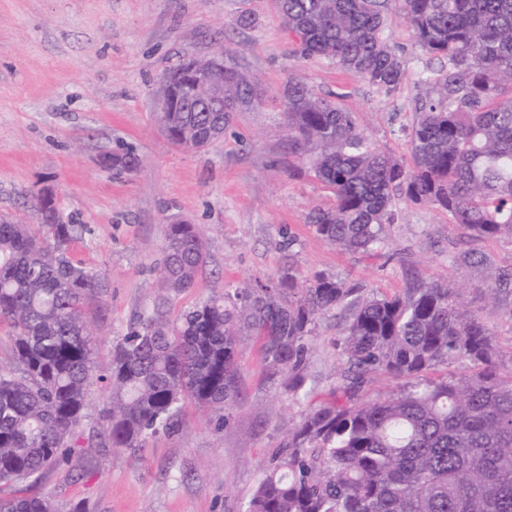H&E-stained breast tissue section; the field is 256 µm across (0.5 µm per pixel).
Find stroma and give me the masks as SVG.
<instances>
[{"instance_id": "obj_1", "label": "stroma", "mask_w": 512, "mask_h": 512, "mask_svg": "<svg viewBox=\"0 0 512 512\" xmlns=\"http://www.w3.org/2000/svg\"><path fill=\"white\" fill-rule=\"evenodd\" d=\"M386 34L404 59L390 92L319 58L296 54L297 37L276 0H0V215L38 224L32 195L58 190L64 220L85 225L74 252L108 284L88 301L97 336V368L139 316L165 304L169 317L212 293L243 290L258 279L321 273L394 295L412 279L456 282L467 310L512 352V291L489 297L487 269L512 272V240L472 239L447 213L401 199L398 220L368 255L344 252L318 237L308 215L332 204L295 150L283 107L289 77L351 112L378 149L410 161L417 100L432 96L422 77L430 61L409 29L393 19ZM225 45L261 93L235 113L223 138L180 151L159 122L161 74L179 60ZM125 144L144 159L134 175H115L101 151ZM194 224L209 252L195 288L168 295L161 274L164 226ZM474 253L472 266L455 255ZM488 266H481V259ZM345 309L327 313L309 341L310 399L297 400L268 380L259 345L243 335L238 349L240 403L215 429L187 408L176 433L158 434L133 453L76 449L72 464L47 471L33 487L60 512H244L246 502L310 400L326 396L345 366L340 345Z\"/></svg>"}]
</instances>
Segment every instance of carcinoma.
<instances>
[{
    "label": "carcinoma",
    "mask_w": 512,
    "mask_h": 512,
    "mask_svg": "<svg viewBox=\"0 0 512 512\" xmlns=\"http://www.w3.org/2000/svg\"><path fill=\"white\" fill-rule=\"evenodd\" d=\"M296 53L322 58L385 91L404 61L385 31L400 15L422 54L445 61L425 81L436 96L418 102L411 165L374 148L350 112L302 79L288 80L284 108L300 149L319 151L311 171L334 204L308 216L337 248L368 254L396 221L395 200L431 205L471 238L512 239V0H278ZM207 89L182 94L161 124L175 146L199 150L224 135L233 114L257 98L231 60L224 61V111H206ZM112 157L118 174L140 159ZM41 224L0 221V321L13 330L15 368L0 369V484L36 482L71 462L89 441L132 452L171 434L193 406L224 427L240 398L238 332L261 342L266 375L296 399L306 390L310 337L327 312L344 305L346 367L336 387L288 428L285 451L253 490L245 512H512V354L498 349L479 317L462 308L452 283L416 280L401 294L359 296V289L317 274L257 280L230 304L212 294L177 318L158 305L114 345L95 375L96 341L84 304L105 293L100 274L72 257L83 224L39 211ZM162 277L175 296L195 287L207 264L193 224L165 225ZM488 291L512 288L490 271ZM465 361L457 379L439 368ZM376 375L404 380L360 397ZM104 390L85 434L93 383ZM0 512H58L54 501L19 490Z\"/></svg>",
    "instance_id": "cac0c4a2"
}]
</instances>
